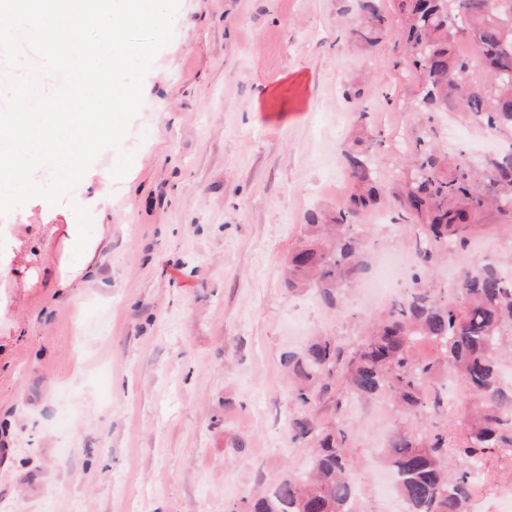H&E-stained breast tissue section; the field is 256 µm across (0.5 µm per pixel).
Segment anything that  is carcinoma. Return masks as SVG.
I'll use <instances>...</instances> for the list:
<instances>
[{"instance_id":"carcinoma-1","label":"carcinoma","mask_w":512,"mask_h":512,"mask_svg":"<svg viewBox=\"0 0 512 512\" xmlns=\"http://www.w3.org/2000/svg\"><path fill=\"white\" fill-rule=\"evenodd\" d=\"M349 36L362 53L375 50L389 19L382 0H354ZM404 57L421 86L419 112L457 111L495 130L512 128V0H402ZM467 41L470 52L459 50ZM481 69L483 81L469 73ZM373 141L362 130L344 159L355 181L350 205L306 216L304 235L287 259L288 287L311 288L328 307L337 306L366 268L369 230L359 224L378 204L372 177ZM410 177L397 193L409 248L417 260L412 283L385 315L368 321L364 334L343 350L320 338L299 354L288 353L289 395L310 410L320 392L345 383L335 397L391 400L402 426L384 460L395 477L402 512H468L472 473L487 453L512 462V376L502 365V345L512 330V262H486L466 273L454 297L428 280L430 264L448 244H464L494 209L512 216V142L473 165L448 158L437 143L419 137L402 155ZM440 343L439 357H414L416 342ZM470 389L472 407L459 420L463 437L427 427L430 414H448V381ZM296 441L310 448L311 465L256 494L247 512H360L358 479L343 449L347 422L323 425L303 414L289 423Z\"/></svg>"}]
</instances>
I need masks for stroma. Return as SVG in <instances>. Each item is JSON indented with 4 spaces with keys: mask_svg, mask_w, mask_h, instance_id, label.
Segmentation results:
<instances>
[{
    "mask_svg": "<svg viewBox=\"0 0 512 512\" xmlns=\"http://www.w3.org/2000/svg\"><path fill=\"white\" fill-rule=\"evenodd\" d=\"M349 0H179L173 37L143 79V103L119 146L86 180L112 179L103 212L40 198L0 218V251L33 224H106L98 282L60 294L44 257L27 284L0 272V512H246L260 485L301 472L283 357L313 338L348 346L388 307L346 291L337 308L289 290L284 260L307 212L344 208L343 149L358 109L381 134L373 177L386 221L371 255L406 251L393 191L408 178L404 145L428 135L475 163L512 131L458 112L419 118L418 87L398 66L399 0L369 54L340 21ZM362 87L360 103L348 85ZM512 254V226L479 217L470 247H452L431 279ZM345 450L360 473L362 512H398L376 477L400 425L386 401L349 403Z\"/></svg>",
    "mask_w": 512,
    "mask_h": 512,
    "instance_id": "obj_1",
    "label": "stroma"
}]
</instances>
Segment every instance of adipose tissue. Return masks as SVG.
<instances>
[{"instance_id":"1","label":"adipose tissue","mask_w":512,"mask_h":512,"mask_svg":"<svg viewBox=\"0 0 512 512\" xmlns=\"http://www.w3.org/2000/svg\"><path fill=\"white\" fill-rule=\"evenodd\" d=\"M58 242L46 262L52 268L51 287L61 291L78 287L97 275V266L106 246L104 232L89 233L86 225H51Z\"/></svg>"}]
</instances>
